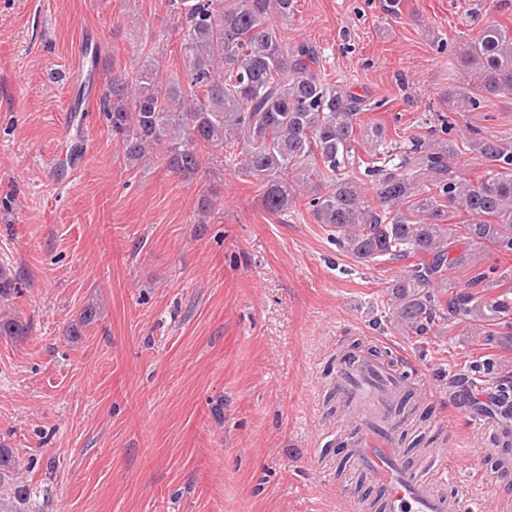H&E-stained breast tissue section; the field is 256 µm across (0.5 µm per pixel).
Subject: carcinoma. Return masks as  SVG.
Masks as SVG:
<instances>
[{"mask_svg": "<svg viewBox=\"0 0 512 512\" xmlns=\"http://www.w3.org/2000/svg\"><path fill=\"white\" fill-rule=\"evenodd\" d=\"M296 0H178L188 86L159 81L146 60L115 78L101 105L129 166L160 164L184 177L224 160L260 181L261 204L287 217L300 190L314 220L329 228L339 251L363 263L412 256L406 274L387 282L390 320L403 335L458 334L497 346L512 339V298L493 294L512 269L490 264L481 249L512 254V133L469 128L450 137L411 136L384 144L365 135L371 160L353 173L358 115L372 103L322 76L323 53L307 42L284 46L280 27ZM464 82L448 86V110L476 112L494 97L512 99V34L488 25L455 46ZM487 166L473 180L456 170L462 149ZM466 218L449 227L454 215ZM464 272L460 285L452 274ZM27 324L3 309L0 335L22 338ZM468 372L495 377L512 397V373L495 358ZM0 512H31L14 452L0 445Z\"/></svg>", "mask_w": 512, "mask_h": 512, "instance_id": "1", "label": "carcinoma"}]
</instances>
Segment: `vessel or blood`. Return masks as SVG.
<instances>
[{
	"label": "vessel or blood",
	"instance_id": "b4317fda",
	"mask_svg": "<svg viewBox=\"0 0 512 512\" xmlns=\"http://www.w3.org/2000/svg\"><path fill=\"white\" fill-rule=\"evenodd\" d=\"M416 388L413 376L366 350L341 364L336 389L352 422L349 458L366 479L384 487L385 494L377 504L379 512H467L468 500L447 496L431 472L433 464L443 462L445 449H431L424 466L407 462L401 449L400 402ZM449 405L479 438V455L494 454L501 468L511 469L512 430L504 432L478 421L468 380L457 379Z\"/></svg>",
	"mask_w": 512,
	"mask_h": 512
}]
</instances>
